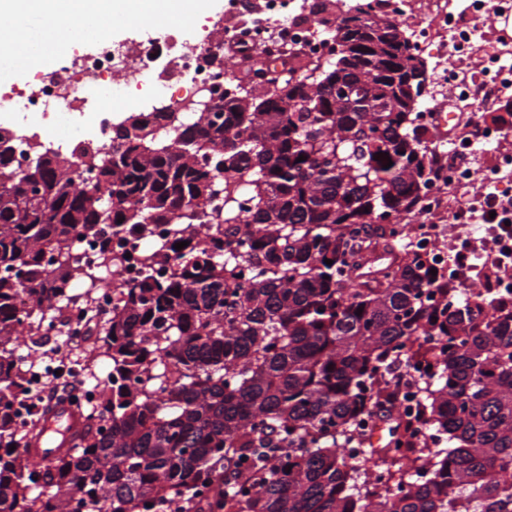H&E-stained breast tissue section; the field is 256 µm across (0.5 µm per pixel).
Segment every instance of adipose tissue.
Instances as JSON below:
<instances>
[{
	"label": "adipose tissue",
	"mask_w": 512,
	"mask_h": 512,
	"mask_svg": "<svg viewBox=\"0 0 512 512\" xmlns=\"http://www.w3.org/2000/svg\"><path fill=\"white\" fill-rule=\"evenodd\" d=\"M208 0H0V47L23 48L29 42L20 17L33 15L43 26L58 29L64 14L94 16L103 30H111L114 18L141 16L158 25L174 23L186 12L206 13Z\"/></svg>",
	"instance_id": "ef3b65f1"
}]
</instances>
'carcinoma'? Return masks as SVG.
<instances>
[{"mask_svg":"<svg viewBox=\"0 0 512 512\" xmlns=\"http://www.w3.org/2000/svg\"><path fill=\"white\" fill-rule=\"evenodd\" d=\"M336 2L317 29L353 54L291 51L279 91L231 79L224 111L178 133L163 112L132 113L151 131L112 127L110 166L45 151L19 174L0 152V512H512V299L462 296L448 267L395 237L437 157L421 113L388 103L414 54L390 39L397 18ZM101 224L174 232L141 253L140 277L112 282V311L89 329L102 341L56 350L55 364L109 372L79 442L36 466L15 403L45 361L18 300L93 311L95 275L70 290L72 247ZM405 361L428 367L413 409ZM364 416L397 424L353 464Z\"/></svg>","mask_w":512,"mask_h":512,"instance_id":"1","label":"carcinoma"}]
</instances>
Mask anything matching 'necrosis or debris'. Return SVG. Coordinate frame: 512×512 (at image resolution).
<instances>
[{"label":"necrosis or debris","instance_id":"necrosis-or-debris-1","mask_svg":"<svg viewBox=\"0 0 512 512\" xmlns=\"http://www.w3.org/2000/svg\"><path fill=\"white\" fill-rule=\"evenodd\" d=\"M293 0H264L259 10L250 12L245 0H225L223 25H212L208 39L188 43L183 39L194 20H181L171 29L161 31L146 25L132 45L112 41L109 36L95 38L91 50L62 57L49 70L34 69L25 87L0 89V106L15 110L14 119L20 145L37 144L54 151L80 153L84 150H104L111 144L112 110L101 103L106 85L116 84L127 94L145 101L163 97L167 104L185 109L192 107L201 91L222 96L230 78L226 70L214 64V55L221 46L232 43L246 49L277 58L287 55L289 48L301 47L314 58L325 57L329 47L324 36L313 24L298 20ZM165 57L168 67H156L155 61ZM81 127L84 140L61 137L57 132L60 121ZM474 167L451 160L447 180L432 181L425 191L423 211L414 224L398 225L400 234L410 236L424 250H431L435 241H447V251L438 255L447 264L448 273L468 288H491L503 292L495 281L476 280L466 269L458 267L454 251L458 243L471 232L483 233V224H460L455 215L466 209L460 198L448 195L449 188L474 182ZM151 241L122 240L112 236L108 225H100L98 240L76 239L72 249L75 267L82 271L99 268L101 279L119 275L123 279L139 276L138 257L147 245L165 242V225L154 227ZM106 240L113 253L123 256L118 271L99 265V240ZM21 306L31 320L40 324L42 334L61 337L64 343L80 346L86 343L87 319L79 309H72L66 322L42 315L30 298H22Z\"/></svg>","mask_w":512,"mask_h":512}]
</instances>
